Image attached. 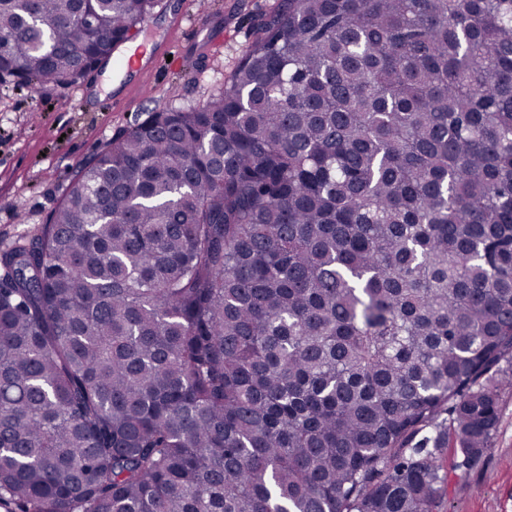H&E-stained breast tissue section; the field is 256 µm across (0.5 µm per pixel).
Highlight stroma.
<instances>
[{"label": "stroma", "mask_w": 512, "mask_h": 512, "mask_svg": "<svg viewBox=\"0 0 512 512\" xmlns=\"http://www.w3.org/2000/svg\"><path fill=\"white\" fill-rule=\"evenodd\" d=\"M278 0H159L137 43L145 66L108 61L76 83L32 90L0 86V251L38 233L74 171L148 112L217 94ZM451 476L435 512H512V389L499 398L492 444L453 475L454 447L433 451Z\"/></svg>", "instance_id": "obj_1"}]
</instances>
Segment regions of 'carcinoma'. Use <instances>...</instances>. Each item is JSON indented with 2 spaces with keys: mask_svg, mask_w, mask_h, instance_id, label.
I'll return each mask as SVG.
<instances>
[{
  "mask_svg": "<svg viewBox=\"0 0 512 512\" xmlns=\"http://www.w3.org/2000/svg\"><path fill=\"white\" fill-rule=\"evenodd\" d=\"M156 0H0V85ZM88 12L92 30L81 23ZM0 253L4 512H434L512 356V0H281Z\"/></svg>",
  "mask_w": 512,
  "mask_h": 512,
  "instance_id": "1",
  "label": "carcinoma"
}]
</instances>
